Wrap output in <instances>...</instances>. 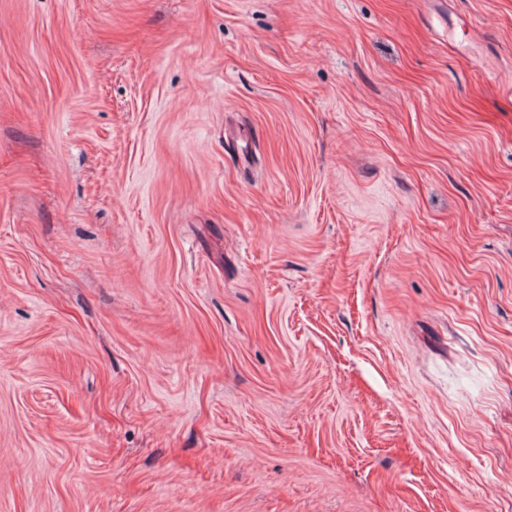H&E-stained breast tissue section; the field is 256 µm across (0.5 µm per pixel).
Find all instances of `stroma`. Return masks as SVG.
<instances>
[{
	"label": "stroma",
	"mask_w": 512,
	"mask_h": 512,
	"mask_svg": "<svg viewBox=\"0 0 512 512\" xmlns=\"http://www.w3.org/2000/svg\"><path fill=\"white\" fill-rule=\"evenodd\" d=\"M0 512H512V0H0Z\"/></svg>",
	"instance_id": "obj_1"
}]
</instances>
